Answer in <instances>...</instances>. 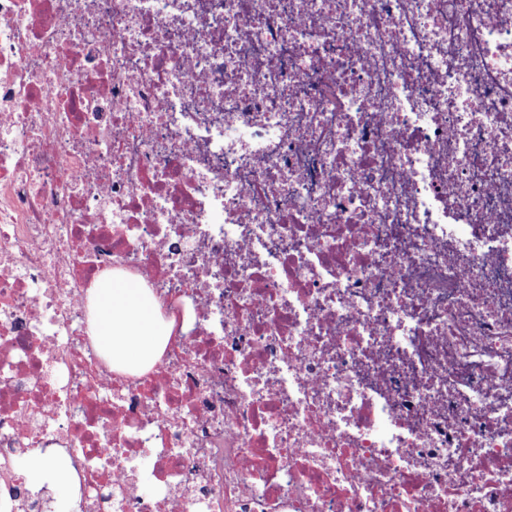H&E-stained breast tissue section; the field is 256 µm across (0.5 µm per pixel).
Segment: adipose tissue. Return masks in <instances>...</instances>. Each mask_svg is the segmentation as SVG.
<instances>
[{"instance_id":"1","label":"adipose tissue","mask_w":512,"mask_h":512,"mask_svg":"<svg viewBox=\"0 0 512 512\" xmlns=\"http://www.w3.org/2000/svg\"><path fill=\"white\" fill-rule=\"evenodd\" d=\"M92 295L93 335L100 351L116 363L151 367L174 328L173 322L161 318L156 297L107 274L95 280Z\"/></svg>"}]
</instances>
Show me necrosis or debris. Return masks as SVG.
Wrapping results in <instances>:
<instances>
[{
	"label": "necrosis or debris",
	"mask_w": 512,
	"mask_h": 512,
	"mask_svg": "<svg viewBox=\"0 0 512 512\" xmlns=\"http://www.w3.org/2000/svg\"><path fill=\"white\" fill-rule=\"evenodd\" d=\"M103 271L176 339L120 373ZM69 512H512V0H0V468ZM0 512H59L0 475Z\"/></svg>",
	"instance_id": "necrosis-or-debris-1"
}]
</instances>
